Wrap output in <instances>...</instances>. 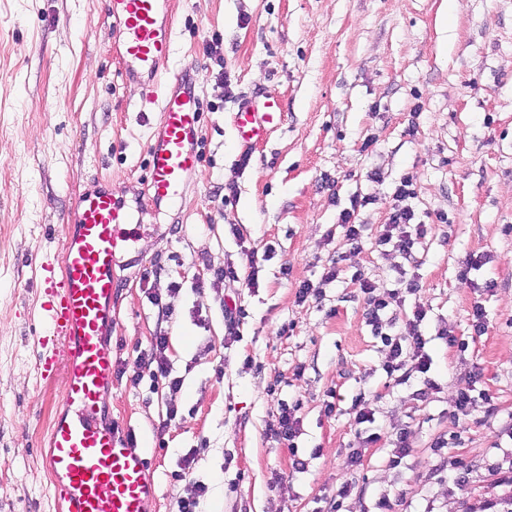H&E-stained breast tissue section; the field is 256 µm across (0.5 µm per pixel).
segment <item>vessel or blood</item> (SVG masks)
I'll return each mask as SVG.
<instances>
[{"label": "vessel or blood", "instance_id": "vessel-or-blood-1", "mask_svg": "<svg viewBox=\"0 0 512 512\" xmlns=\"http://www.w3.org/2000/svg\"><path fill=\"white\" fill-rule=\"evenodd\" d=\"M120 25L115 52L122 75L139 82L142 101L158 111L147 149L148 188L153 204L180 202L200 162L202 100L193 66H170L172 0H106ZM274 101H247L235 113L236 142L247 147L265 138L282 119ZM130 218L110 193H83L72 212L62 265L34 257L49 302L40 376L64 372L59 397L65 415L53 420L42 453L52 473L59 512H146L155 487L143 452L130 448L99 420L101 393L112 383V348L106 338L118 288L117 256L127 238L118 227Z\"/></svg>", "mask_w": 512, "mask_h": 512}]
</instances>
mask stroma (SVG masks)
<instances>
[{
	"mask_svg": "<svg viewBox=\"0 0 512 512\" xmlns=\"http://www.w3.org/2000/svg\"><path fill=\"white\" fill-rule=\"evenodd\" d=\"M105 2L0 0V512H55L41 450L63 379L39 377L46 295L31 259H62L67 218L93 189L130 214L135 239L116 266L113 364L163 334L183 379L176 391L163 378H116L101 396V422L148 459L147 512H177L200 482V512H330L347 483L341 512H374L382 495L393 512H502L512 497V0H174L175 59L197 67L206 109L200 165L182 202L160 208L144 172L157 112L121 76ZM215 35L219 61L205 53ZM248 98L279 102L284 120L243 148L233 114ZM407 175V204L429 227L409 259L376 244ZM356 197L364 233L349 253L339 216ZM251 250L265 256L258 285L242 289L245 314L230 322L213 270L247 277ZM472 256L483 264L467 288L457 276ZM334 261L340 274L323 283ZM402 270L421 289L393 316L401 324L425 306L432 363L396 381L351 277L363 272L382 296ZM305 280L322 295L300 304ZM477 300L481 336L469 320ZM444 327L467 349L439 339ZM471 386L496 410L478 399L456 422L457 393ZM362 396L374 423L354 422ZM285 404L301 420L290 444L266 434ZM170 405L177 418L160 429ZM402 432L409 452L394 466ZM440 438L447 448L435 449ZM353 448L363 451L355 470Z\"/></svg>",
	"mask_w": 512,
	"mask_h": 512,
	"instance_id": "stroma-1",
	"label": "stroma"
}]
</instances>
